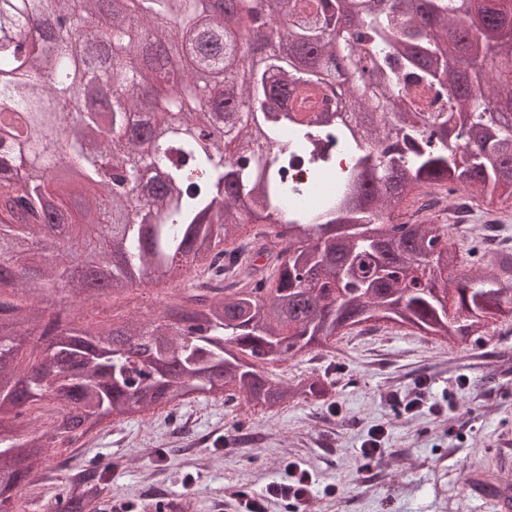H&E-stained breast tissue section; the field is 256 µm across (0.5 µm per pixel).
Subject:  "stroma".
I'll use <instances>...</instances> for the list:
<instances>
[{
	"mask_svg": "<svg viewBox=\"0 0 512 512\" xmlns=\"http://www.w3.org/2000/svg\"><path fill=\"white\" fill-rule=\"evenodd\" d=\"M178 294L173 284L137 288L92 308L101 318L145 320ZM267 371L286 382L326 376L334 403L308 400L259 414L196 394L173 415L158 410L98 426L80 449L55 453L49 480L23 490L28 512H44L71 466L89 459L115 460L113 500L138 502L156 490L189 502L190 512H236L232 491H264L285 479L291 461L317 478L306 512H492L461 472L485 454L512 479V318L460 345L390 323L356 328L333 351H305ZM421 378L440 411L396 415L393 399L414 398ZM380 426L387 451L360 471V445ZM330 485L335 493H327Z\"/></svg>",
	"mask_w": 512,
	"mask_h": 512,
	"instance_id": "stroma-1",
	"label": "stroma"
}]
</instances>
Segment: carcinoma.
I'll return each mask as SVG.
<instances>
[{"label":"carcinoma","mask_w":512,"mask_h":512,"mask_svg":"<svg viewBox=\"0 0 512 512\" xmlns=\"http://www.w3.org/2000/svg\"><path fill=\"white\" fill-rule=\"evenodd\" d=\"M134 2L0 0V116H15L0 124V512L51 444L108 419L174 410L197 390L262 413L325 399L320 377L282 384L263 365L331 348L368 308L463 343L512 305V247L473 249L479 268L464 273L451 226L428 213L456 191L470 210L475 194L512 204V0ZM42 16L66 29L26 35ZM274 19L280 49L248 39ZM146 33L181 58L176 87L137 65ZM449 83L448 107L426 109ZM301 90L336 96V120L299 110ZM57 128L73 163L67 208L46 144ZM326 134L354 156L339 192L316 212L287 208L332 167ZM297 156L307 182L290 186ZM243 224L275 233L241 240ZM102 225L111 245L58 261L61 243ZM178 256L193 272L180 302L144 322L46 305L64 278L85 303L167 284ZM45 402L46 440L31 417ZM113 466L71 469L48 512H112ZM464 481L512 489L481 462Z\"/></svg>","instance_id":"carcinoma-1"}]
</instances>
